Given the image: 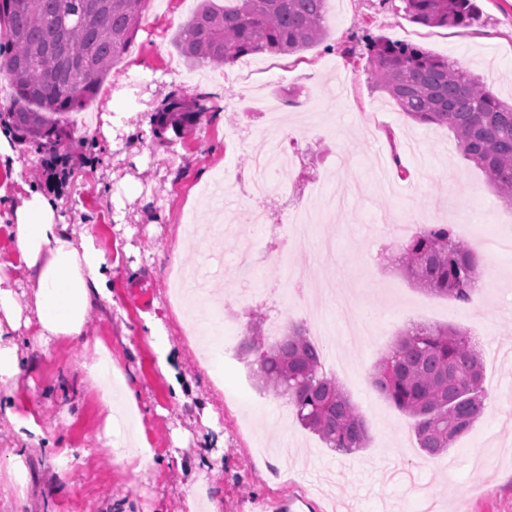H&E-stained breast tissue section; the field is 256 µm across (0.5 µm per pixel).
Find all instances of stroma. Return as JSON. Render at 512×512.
Listing matches in <instances>:
<instances>
[{"mask_svg":"<svg viewBox=\"0 0 512 512\" xmlns=\"http://www.w3.org/2000/svg\"><path fill=\"white\" fill-rule=\"evenodd\" d=\"M477 3L472 26L446 28L413 23L378 0H328L318 45L193 69L172 38L198 0H148L128 54L84 109L89 128L66 140L65 164L15 146L23 178L43 170L39 188L111 264L112 299L89 310L83 340L40 346L29 330L13 334L20 372L0 385V406L14 414L0 420V512H420L418 483L437 512H512V206L447 128L406 117L343 53L366 31L413 43L511 101L512 0ZM295 89L327 100V120L285 104ZM170 95L204 98L206 120L181 138L145 135L142 121ZM105 112L128 113L134 132L105 139ZM268 139L300 156L290 175L302 204L318 211L329 194L347 197L332 251L318 253L313 237H287L274 191L264 199L273 224L186 233L214 205L228 217L249 207L229 184ZM395 150L409 178L398 176ZM385 212L451 225L472 250H485L489 270L469 302L422 290L390 262L401 240L377 224ZM248 244L270 253L244 301L234 257ZM315 264L349 289L350 304L306 288L284 305L287 274ZM151 315L166 327L175 377L157 365ZM274 321L333 336L342 364L323 370L365 418L366 448H328L258 390L240 345L251 327L264 333ZM416 324H450L480 341L490 404L434 459L418 448L411 418L372 385L378 359ZM105 353L138 396L129 428L145 448H108L102 383L89 373Z\"/></svg>","mask_w":512,"mask_h":512,"instance_id":"1","label":"stroma"}]
</instances>
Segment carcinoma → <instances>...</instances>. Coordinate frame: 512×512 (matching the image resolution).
I'll return each instance as SVG.
<instances>
[{"label":"carcinoma","mask_w":512,"mask_h":512,"mask_svg":"<svg viewBox=\"0 0 512 512\" xmlns=\"http://www.w3.org/2000/svg\"><path fill=\"white\" fill-rule=\"evenodd\" d=\"M147 0H0L7 42L0 74L13 89L9 125L19 141L54 155L74 131L72 113L93 100L111 69L128 53ZM411 22L469 27L474 0H401ZM327 0H201L173 44L192 67L231 64L248 55H289L326 36ZM364 72L408 118L453 133L461 154L483 170L512 205V103L456 62L421 46L365 36ZM209 108L174 96L155 112L154 132L179 137ZM406 276L434 295L465 302L479 280L476 254L447 224H425L398 250ZM260 387L286 401L300 423L328 447L352 453L367 447L363 417L304 329L292 327L267 345L260 332L244 339ZM482 366L471 339L452 325L404 331L383 354L375 389L413 419L418 448L430 458L467 433L483 409Z\"/></svg>","instance_id":"carcinoma-1"}]
</instances>
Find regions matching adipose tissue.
<instances>
[{
    "label": "adipose tissue",
    "instance_id": "adipose-tissue-1",
    "mask_svg": "<svg viewBox=\"0 0 512 512\" xmlns=\"http://www.w3.org/2000/svg\"><path fill=\"white\" fill-rule=\"evenodd\" d=\"M10 204L11 235L28 273L33 300L22 312L13 278L0 269V382L19 371L10 335L19 326L35 339L83 337L87 312L97 300L110 298L105 260L92 236L69 232L55 199L25 181L0 186V199Z\"/></svg>",
    "mask_w": 512,
    "mask_h": 512
}]
</instances>
